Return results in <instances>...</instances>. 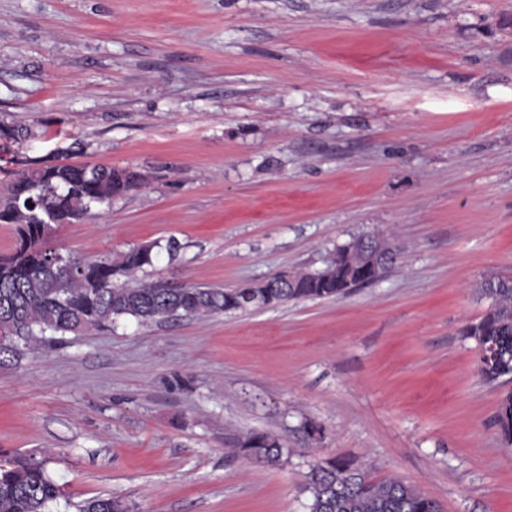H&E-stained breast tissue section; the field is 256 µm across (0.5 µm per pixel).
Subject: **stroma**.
Wrapping results in <instances>:
<instances>
[{
    "label": "stroma",
    "mask_w": 512,
    "mask_h": 512,
    "mask_svg": "<svg viewBox=\"0 0 512 512\" xmlns=\"http://www.w3.org/2000/svg\"><path fill=\"white\" fill-rule=\"evenodd\" d=\"M0 194L16 159L143 185L59 225L82 258L176 240L146 277L234 288L375 230L339 299L50 336L0 365V459L128 512H308L313 465L512 512V448L461 338L512 277V0H0ZM321 425L309 437L307 422ZM274 434L280 462L231 445ZM354 249L363 256L360 273L370 284L379 280V269L382 265L395 262L398 258L397 246L389 240L361 237Z\"/></svg>",
    "instance_id": "obj_1"
}]
</instances>
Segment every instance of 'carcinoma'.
I'll use <instances>...</instances> for the list:
<instances>
[{"instance_id":"carcinoma-1","label":"carcinoma","mask_w":512,"mask_h":512,"mask_svg":"<svg viewBox=\"0 0 512 512\" xmlns=\"http://www.w3.org/2000/svg\"><path fill=\"white\" fill-rule=\"evenodd\" d=\"M31 135L26 127L0 123V139L10 143ZM143 180L130 169L73 164L34 166L18 173L17 182L0 197V217L15 225L16 233L14 251L0 257V363L49 334L108 330L121 317L152 323L180 315L213 316L290 300L340 298L359 286L360 259L343 245L336 247L341 253L336 271L326 276L300 271L293 288L271 277L266 288L231 289L173 287L137 277L157 261V242L132 247L117 261L109 255L81 259L49 246L54 225L83 219L92 208L110 204ZM479 292L489 305L469 328L495 350L493 360L480 362L483 378L494 383L512 376V277L490 275ZM495 423L511 447V390L500 400ZM236 447L268 464L284 455L279 439L264 431L244 434ZM46 464V458L35 455L0 461V512H52L64 492L48 476ZM306 489L309 512H439L437 501L401 479H376L344 461L313 468ZM79 512H126V507L118 499L97 497L85 501Z\"/></svg>"}]
</instances>
